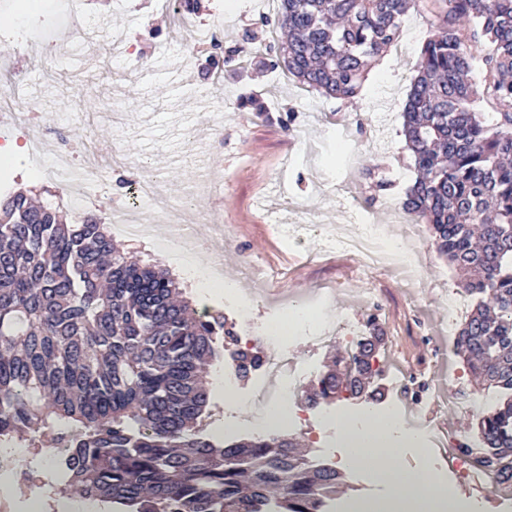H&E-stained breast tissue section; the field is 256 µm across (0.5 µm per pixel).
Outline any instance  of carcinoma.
I'll list each match as a JSON object with an SVG mask.
<instances>
[{"mask_svg": "<svg viewBox=\"0 0 512 512\" xmlns=\"http://www.w3.org/2000/svg\"><path fill=\"white\" fill-rule=\"evenodd\" d=\"M423 6L438 19L403 107L416 178L403 209L480 299L456 338L471 374L497 393L479 434L498 492H512V0H279L271 67L327 98L357 96L372 62ZM487 47L477 57L472 44ZM483 71L482 88L469 78ZM494 104L491 117L476 109ZM224 316L198 313L158 265L118 248L107 225L65 224L51 204L0 197V439L61 429L73 486L113 512H326L342 473L272 432L213 441L199 428L205 374ZM376 346L352 363L373 378ZM237 370L261 352L238 350ZM355 380L323 374L314 406Z\"/></svg>", "mask_w": 512, "mask_h": 512, "instance_id": "obj_1", "label": "carcinoma"}]
</instances>
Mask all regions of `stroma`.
Returning a JSON list of instances; mask_svg holds the SVG:
<instances>
[{
  "label": "stroma",
  "mask_w": 512,
  "mask_h": 512,
  "mask_svg": "<svg viewBox=\"0 0 512 512\" xmlns=\"http://www.w3.org/2000/svg\"><path fill=\"white\" fill-rule=\"evenodd\" d=\"M194 34L178 38L170 12L153 0H91L89 28L96 46L66 31L63 16L44 23L43 6L30 5L34 18L20 35L0 37V63L25 74L16 90L18 108L35 114L37 123L51 124L78 100L79 115L65 136L70 147L86 158L105 164L109 180L93 188L88 215L108 214L113 205L128 204L127 185L157 178L170 198L193 192L188 212L194 233L201 238L223 235L222 249L199 252L201 263L222 260L225 275L256 293L253 319L275 320L274 309L284 301L302 298L311 289L334 288V307L344 310L360 336L377 325L383 336L377 362L417 371L422 408L441 425L448 450L435 454L434 473L448 466L459 439L476 438L485 406L450 412L434 397L440 381L459 392L486 395L465 361L449 345L442 305L449 293L460 291V279L433 245L429 225L402 209L406 189L416 174L411 152L404 144L401 113L410 90L422 45L432 37L437 19L425 9L410 10L402 19L401 43L391 46L366 76L360 93L350 100L328 99L285 82L270 69L275 41L262 23L264 0H203ZM223 20V45L235 46L243 30L254 41L251 53L208 69L212 53L205 33L214 20ZM55 44L56 80L42 76V62L30 49L42 40ZM132 47L142 66L123 73L111 63L110 45ZM97 55L95 66L86 59ZM86 95H78V85ZM264 108L255 116L247 99ZM377 165L387 188L377 191L362 176L364 165ZM324 180L315 193L314 179ZM359 207L392 235L411 234L421 255L423 277L405 283L394 272L380 270L361 278L356 262L344 253L313 257V241L294 245L279 239L272 224L278 215L289 224L319 221L322 232L349 231L348 213ZM263 264L269 278L257 287L249 262ZM414 369V368H413ZM53 436L41 437L27 448V471L12 475L23 493L40 489L54 512L64 481L45 455ZM461 501L476 512H512V499L501 496L490 482L467 479L449 482Z\"/></svg>",
  "instance_id": "stroma-1"
}]
</instances>
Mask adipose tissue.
<instances>
[{"label":"adipose tissue","instance_id":"adipose-tissue-1","mask_svg":"<svg viewBox=\"0 0 512 512\" xmlns=\"http://www.w3.org/2000/svg\"><path fill=\"white\" fill-rule=\"evenodd\" d=\"M353 416L348 409L332 421L337 436L350 444L340 457L341 467L349 474L371 470L389 492L387 499L378 503L353 500V512H454L455 497L429 469L410 472L400 465L392 421L372 416L360 426Z\"/></svg>","mask_w":512,"mask_h":512}]
</instances>
